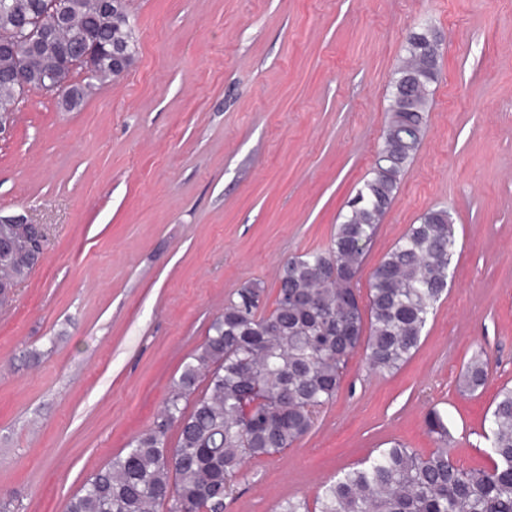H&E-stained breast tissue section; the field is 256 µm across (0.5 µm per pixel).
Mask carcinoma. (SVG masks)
Listing matches in <instances>:
<instances>
[{"mask_svg":"<svg viewBox=\"0 0 512 512\" xmlns=\"http://www.w3.org/2000/svg\"><path fill=\"white\" fill-rule=\"evenodd\" d=\"M60 15L40 0H0V31L19 16L39 14L42 39L0 51V103L19 96L11 77L23 63L33 82L45 63L70 47L93 44L99 63L87 87L123 74L112 46H137L127 0H59ZM414 35L395 72L388 120L378 147L382 164L348 202L328 245L291 257L280 269L271 308L266 289L249 281L235 291L204 342L189 356L152 426L133 437L124 455L92 475L66 512H224V500L248 460L293 447L333 402L344 369L365 351L378 375L399 370L419 348L430 316L448 293L455 246L450 211L432 208L412 224L371 275L367 300L356 287L367 252L419 151L438 68L421 55ZM68 107L85 91L63 81L54 90ZM37 263L12 244L0 245V278L17 287ZM488 379L481 355L467 363L460 387L473 393ZM204 384L191 410L182 402ZM428 431L448 437L437 410ZM492 437L487 469L459 467L448 449L427 455L399 441L377 448L324 484L313 502L290 498L279 512H512V387L499 389L485 418ZM177 431L174 445L169 433Z\"/></svg>","mask_w":512,"mask_h":512,"instance_id":"1","label":"carcinoma"}]
</instances>
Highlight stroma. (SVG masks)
<instances>
[{
    "instance_id": "obj_1",
    "label": "stroma",
    "mask_w": 512,
    "mask_h": 512,
    "mask_svg": "<svg viewBox=\"0 0 512 512\" xmlns=\"http://www.w3.org/2000/svg\"><path fill=\"white\" fill-rule=\"evenodd\" d=\"M138 55L75 108L39 88L0 138V215L46 225L0 308V489L65 512L159 414L243 283L327 245L370 177L409 34L441 39L421 147L360 290L409 225L445 207L456 244L411 359L354 354L336 399L278 455L247 461L224 512H277L384 442L487 468L483 419L512 385V0H128ZM483 389L458 390L468 359ZM443 415L446 443L425 417ZM488 379V365L481 355H474L467 363L460 387L464 392L474 393Z\"/></svg>"
}]
</instances>
